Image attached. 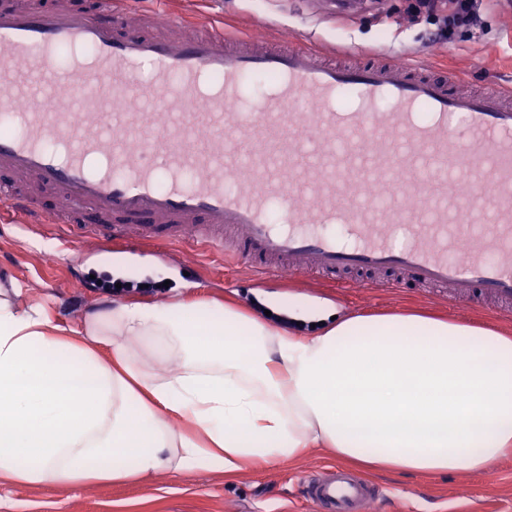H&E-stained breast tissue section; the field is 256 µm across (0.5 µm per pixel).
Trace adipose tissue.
<instances>
[{
	"mask_svg": "<svg viewBox=\"0 0 512 512\" xmlns=\"http://www.w3.org/2000/svg\"><path fill=\"white\" fill-rule=\"evenodd\" d=\"M22 293L0 287V483L234 474L311 448L420 474L512 455L508 330L395 313L297 336L178 298L90 312L69 335L46 305L20 308Z\"/></svg>",
	"mask_w": 512,
	"mask_h": 512,
	"instance_id": "1",
	"label": "adipose tissue"
}]
</instances>
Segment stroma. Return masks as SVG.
Instances as JSON below:
<instances>
[{
    "label": "stroma",
    "instance_id": "obj_1",
    "mask_svg": "<svg viewBox=\"0 0 512 512\" xmlns=\"http://www.w3.org/2000/svg\"><path fill=\"white\" fill-rule=\"evenodd\" d=\"M123 30L169 35L167 13L187 17L191 29L225 25L236 33L286 40L296 35L320 45L362 52L385 49L416 54L448 67L469 83L512 89V0H483L477 27L452 42L437 40L435 15L418 0H371L359 15L335 14L321 0H129ZM58 228L0 227V285L18 280L21 304L48 303L60 324L78 328L85 314L116 303L162 305L175 297L207 298L238 305L255 317L309 335L314 322L269 312L270 302L302 300L343 314L423 311L454 321L512 329V316L435 295L350 288L339 292L308 281L255 276L248 264L194 252L188 244L137 243L92 251L74 261L59 251ZM96 279L97 288L83 287ZM334 450L311 448L288 461L263 464L227 477L206 471L167 469L134 483L100 484L73 491L57 485L0 486V512H313L301 496L309 475L338 465ZM382 497L374 512H512V456L483 473L448 475L373 472Z\"/></svg>",
    "mask_w": 512,
    "mask_h": 512
}]
</instances>
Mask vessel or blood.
I'll use <instances>...</instances> for the list:
<instances>
[{
  "instance_id": "vessel-or-blood-1",
  "label": "vessel or blood",
  "mask_w": 512,
  "mask_h": 512,
  "mask_svg": "<svg viewBox=\"0 0 512 512\" xmlns=\"http://www.w3.org/2000/svg\"><path fill=\"white\" fill-rule=\"evenodd\" d=\"M116 15L112 0L92 11L0 0V106L11 109L0 172L26 182L0 184V207L21 226L50 219L69 250L185 241L262 276L439 288L512 313V89L465 88L414 55L362 62L220 28L125 34ZM64 48L73 55L63 67ZM248 75L272 78L260 106L242 103ZM60 84L68 97L54 96ZM44 188L60 203L49 215ZM335 223L346 242L325 233ZM302 495L315 512H368L379 498L370 480L333 466Z\"/></svg>"
}]
</instances>
